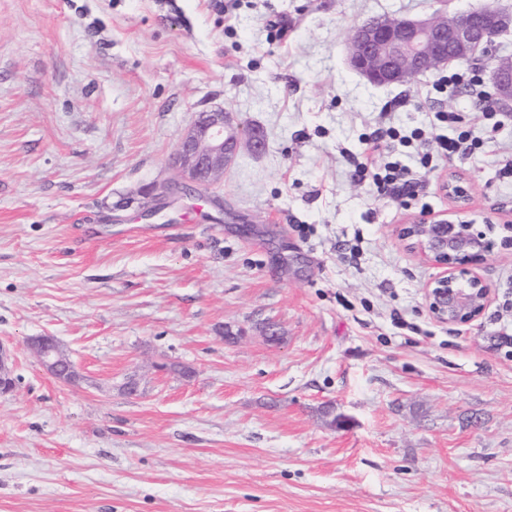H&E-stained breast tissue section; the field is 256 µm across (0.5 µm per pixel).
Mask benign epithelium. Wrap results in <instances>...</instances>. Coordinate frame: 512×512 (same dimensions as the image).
<instances>
[{
    "mask_svg": "<svg viewBox=\"0 0 512 512\" xmlns=\"http://www.w3.org/2000/svg\"><path fill=\"white\" fill-rule=\"evenodd\" d=\"M512 28V9L486 3L463 13L442 11L423 18H378L354 28L347 39L348 63L374 85H404L420 73L450 64L472 61L487 54L495 61L490 70L496 100L512 102V63L495 51L496 38ZM262 152L260 132L234 124L231 113L222 108L200 112L182 135L170 166L177 180L162 187L195 193L224 180V171L241 148ZM442 190L458 206L470 203L468 191L449 181ZM409 247L424 259L440 265L444 272L425 288V303L439 323L457 325L477 319L485 310L490 289L472 270L483 260L491 242L475 224L460 220L416 215L401 229ZM27 347L54 377L70 382L75 370L69 356L52 336H31ZM15 378L10 355L0 348V394L14 390Z\"/></svg>",
    "mask_w": 512,
    "mask_h": 512,
    "instance_id": "1",
    "label": "benign epithelium"
}]
</instances>
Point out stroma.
I'll use <instances>...</instances> for the list:
<instances>
[{
  "label": "stroma",
  "instance_id": "1",
  "mask_svg": "<svg viewBox=\"0 0 512 512\" xmlns=\"http://www.w3.org/2000/svg\"><path fill=\"white\" fill-rule=\"evenodd\" d=\"M230 2L0 0V512H512V251L448 325L424 300L439 267L400 236L419 214L512 222V117L492 132L433 75L348 67L357 25L437 0ZM215 108L266 148L199 193L200 221L152 189ZM440 110L482 151L405 205L353 178L381 113L431 151ZM43 334L75 382L27 348ZM27 347L54 377L63 382L74 380L76 374L69 356L53 336H31L27 340Z\"/></svg>",
  "mask_w": 512,
  "mask_h": 512
}]
</instances>
